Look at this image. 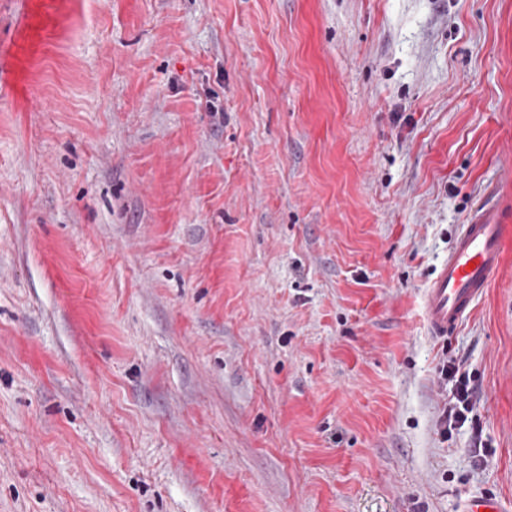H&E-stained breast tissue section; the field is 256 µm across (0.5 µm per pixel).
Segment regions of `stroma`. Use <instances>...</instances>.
<instances>
[{"label":"stroma","instance_id":"35a3bbf8","mask_svg":"<svg viewBox=\"0 0 512 512\" xmlns=\"http://www.w3.org/2000/svg\"><path fill=\"white\" fill-rule=\"evenodd\" d=\"M491 186L512 0H0V512H512ZM510 203L488 191L470 210L444 262L422 292L426 325L435 336L454 333L501 273L512 253ZM462 365L443 366L441 373L448 377L450 375H458L457 385L452 398L448 401V407L445 410V418L448 426L453 424H464L468 420V415L474 411L476 389L470 387L468 374L466 371L460 372Z\"/></svg>","mask_w":512,"mask_h":512}]
</instances>
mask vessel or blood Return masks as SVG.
<instances>
[{
	"instance_id": "vessel-or-blood-1",
	"label": "vessel or blood",
	"mask_w": 512,
	"mask_h": 512,
	"mask_svg": "<svg viewBox=\"0 0 512 512\" xmlns=\"http://www.w3.org/2000/svg\"><path fill=\"white\" fill-rule=\"evenodd\" d=\"M512 255V203L488 191L461 225L448 259L422 292V311L431 334L454 333Z\"/></svg>"
}]
</instances>
